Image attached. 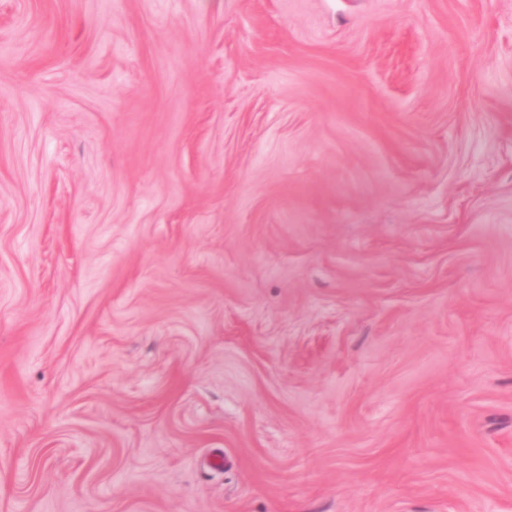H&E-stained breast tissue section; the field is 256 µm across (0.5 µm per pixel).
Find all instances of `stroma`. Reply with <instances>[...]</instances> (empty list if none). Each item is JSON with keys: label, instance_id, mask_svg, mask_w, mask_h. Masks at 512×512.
I'll return each mask as SVG.
<instances>
[{"label": "stroma", "instance_id": "35a3bbf8", "mask_svg": "<svg viewBox=\"0 0 512 512\" xmlns=\"http://www.w3.org/2000/svg\"><path fill=\"white\" fill-rule=\"evenodd\" d=\"M0 512H512V0H0Z\"/></svg>", "mask_w": 512, "mask_h": 512}]
</instances>
